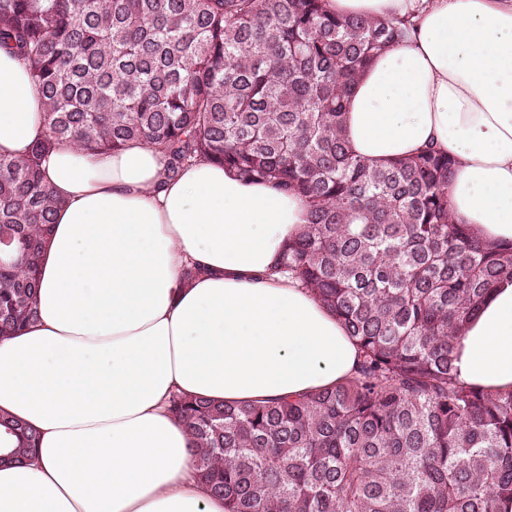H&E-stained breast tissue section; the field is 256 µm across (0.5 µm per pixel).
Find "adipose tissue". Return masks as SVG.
Returning a JSON list of instances; mask_svg holds the SVG:
<instances>
[{
  "mask_svg": "<svg viewBox=\"0 0 512 512\" xmlns=\"http://www.w3.org/2000/svg\"><path fill=\"white\" fill-rule=\"evenodd\" d=\"M340 14L411 20L362 72L344 116L374 164L434 146L455 170L453 223L512 241V0H327ZM45 131L37 84L0 47V155ZM61 206L40 265V318L0 339V415L39 433L34 461L0 464V512H224L194 475L177 394L234 404L328 389L358 350L293 279L274 274L306 199L199 161L165 178L134 143H62L43 161ZM201 272L185 281L183 269ZM457 380L512 391V280L465 325Z\"/></svg>",
  "mask_w": 512,
  "mask_h": 512,
  "instance_id": "1",
  "label": "adipose tissue"
}]
</instances>
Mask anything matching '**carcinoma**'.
Segmentation results:
<instances>
[{
  "label": "carcinoma",
  "instance_id": "cac0c4a2",
  "mask_svg": "<svg viewBox=\"0 0 512 512\" xmlns=\"http://www.w3.org/2000/svg\"><path fill=\"white\" fill-rule=\"evenodd\" d=\"M408 31L326 0H0V46L26 60L47 106L30 154L0 155V339L39 317L60 206L41 161L60 143H148L169 179L218 161L308 201L275 271L336 316L360 360L299 399L172 398L225 512H496L512 497V392L454 376L467 320L512 279V242L451 221L447 155L373 164L345 133L355 81ZM0 427L17 438L1 462L34 455L33 428Z\"/></svg>",
  "mask_w": 512,
  "mask_h": 512
}]
</instances>
